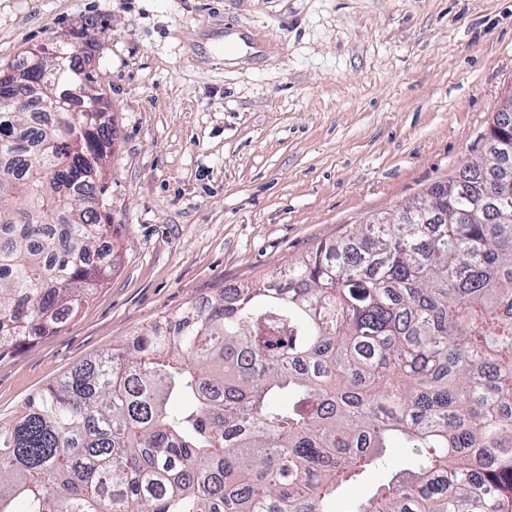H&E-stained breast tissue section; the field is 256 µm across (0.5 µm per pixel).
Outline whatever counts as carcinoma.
I'll use <instances>...</instances> for the list:
<instances>
[{"instance_id": "carcinoma-1", "label": "carcinoma", "mask_w": 512, "mask_h": 512, "mask_svg": "<svg viewBox=\"0 0 512 512\" xmlns=\"http://www.w3.org/2000/svg\"><path fill=\"white\" fill-rule=\"evenodd\" d=\"M0 100V354L56 332L114 269L113 127L84 50ZM492 161L268 280L190 304L0 425V512H512V221ZM389 448L411 463L390 467ZM381 473L336 510L342 488Z\"/></svg>"}]
</instances>
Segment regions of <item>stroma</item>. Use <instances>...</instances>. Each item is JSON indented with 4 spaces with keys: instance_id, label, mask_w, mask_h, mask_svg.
<instances>
[{
    "instance_id": "stroma-1",
    "label": "stroma",
    "mask_w": 512,
    "mask_h": 512,
    "mask_svg": "<svg viewBox=\"0 0 512 512\" xmlns=\"http://www.w3.org/2000/svg\"><path fill=\"white\" fill-rule=\"evenodd\" d=\"M81 30L115 129L116 268L0 355L1 424L160 316L396 217L483 158L512 95V0H0V68Z\"/></svg>"
}]
</instances>
